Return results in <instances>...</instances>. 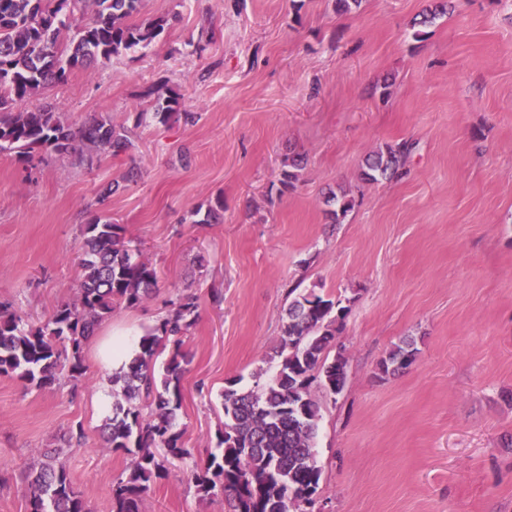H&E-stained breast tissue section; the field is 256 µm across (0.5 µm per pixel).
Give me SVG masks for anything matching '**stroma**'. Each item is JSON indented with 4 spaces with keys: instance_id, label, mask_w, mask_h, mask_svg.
<instances>
[{
    "instance_id": "obj_1",
    "label": "stroma",
    "mask_w": 512,
    "mask_h": 512,
    "mask_svg": "<svg viewBox=\"0 0 512 512\" xmlns=\"http://www.w3.org/2000/svg\"><path fill=\"white\" fill-rule=\"evenodd\" d=\"M431 3L144 0L143 16L169 20L146 54L17 103L126 125L148 88H175L194 119L147 121L119 159L48 156L28 173L0 155V301L29 325L73 298L107 183L120 189L103 208L158 274L86 344L85 383L0 376V512H27L29 465L77 432L62 459L90 512H110L131 457L103 446L95 400L112 375L97 341L143 333L184 296L198 313L177 415L190 456L151 483L144 512H227L190 472L216 447L227 382L275 371L293 288L347 308L333 346L346 384L318 396L312 512H512V0H462L415 35ZM400 142L405 174L364 181L366 155ZM296 153L306 163L286 190ZM339 190L355 204L336 224L323 200ZM219 199L218 223H194ZM407 337L412 365L380 374Z\"/></svg>"
}]
</instances>
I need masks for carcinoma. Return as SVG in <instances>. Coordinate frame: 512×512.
Here are the masks:
<instances>
[{"instance_id":"carcinoma-1","label":"carcinoma","mask_w":512,"mask_h":512,"mask_svg":"<svg viewBox=\"0 0 512 512\" xmlns=\"http://www.w3.org/2000/svg\"><path fill=\"white\" fill-rule=\"evenodd\" d=\"M143 0H0V154L24 166L41 154L71 156L87 150L110 158L134 147L131 130L94 115L75 128L51 107L15 112L13 104L51 83L65 81L71 71L105 65L121 54L146 50L164 33L168 19L147 17L137 23ZM93 5L94 18L80 25L76 15ZM73 30L67 42L61 33ZM183 95L168 89L151 112H136L133 126L152 118L161 124L188 120ZM407 143L388 145L364 160L369 182L390 180L405 168ZM304 157L288 158L281 184L294 187ZM82 275L76 299L56 304L48 320L30 326L12 304L0 302V375L45 388L67 374L79 381L85 374L84 346L98 326L117 310L148 299L158 284L157 271L142 261L125 240L123 228L101 212L85 225L81 243ZM190 298L171 303L156 326L139 338L127 367L112 374V416L104 430L107 448L132 457L126 474L112 479V512H143L150 483L167 471L166 462L183 460L189 451L177 429L181 379L186 371L182 338L197 320ZM346 308L340 301L311 289L288 303L280 361L273 375L261 369L252 388L233 380L221 393L224 428L218 431V452L195 467L193 480L204 498L223 495L230 512H301L314 501L321 478L314 453L321 408L312 383L329 394L340 393L346 361H328ZM172 351L162 372L156 360L166 346ZM414 342L395 345L379 364L381 374H395L415 359ZM61 450L41 454L27 475L28 512H88L60 460Z\"/></svg>"}]
</instances>
